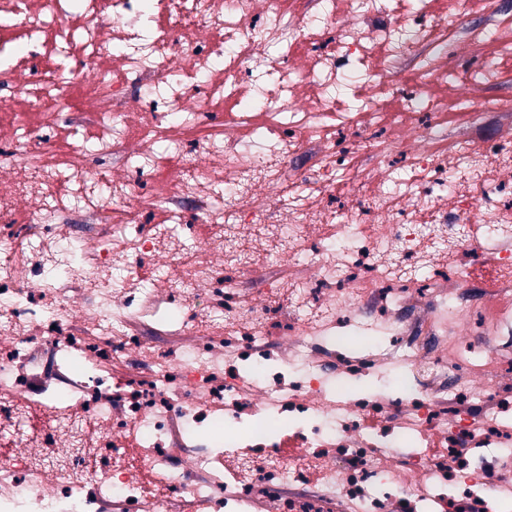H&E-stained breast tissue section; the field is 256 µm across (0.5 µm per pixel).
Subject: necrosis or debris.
I'll return each instance as SVG.
<instances>
[{"instance_id":"necrosis-or-debris-1","label":"necrosis or debris","mask_w":512,"mask_h":512,"mask_svg":"<svg viewBox=\"0 0 512 512\" xmlns=\"http://www.w3.org/2000/svg\"><path fill=\"white\" fill-rule=\"evenodd\" d=\"M511 17L0 0V512L512 501Z\"/></svg>"}]
</instances>
